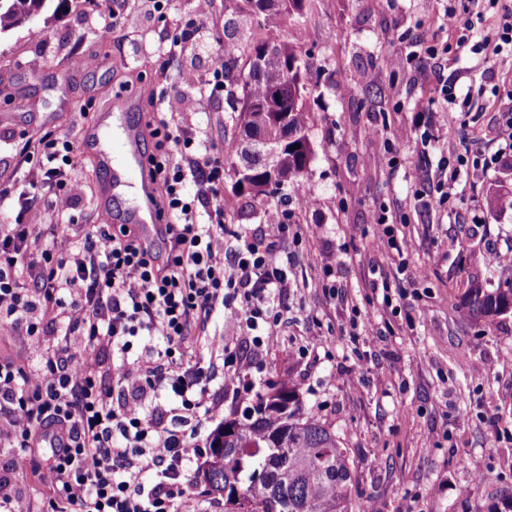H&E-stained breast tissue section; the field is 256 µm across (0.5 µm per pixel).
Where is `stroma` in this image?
<instances>
[{"instance_id":"stroma-1","label":"stroma","mask_w":512,"mask_h":512,"mask_svg":"<svg viewBox=\"0 0 512 512\" xmlns=\"http://www.w3.org/2000/svg\"><path fill=\"white\" fill-rule=\"evenodd\" d=\"M451 0H307L303 56L313 79L306 95L309 171L283 189L292 212L284 245L294 276L284 296L280 345L265 354L257 391L294 383L305 412L330 424L355 463L353 512H493L512 492V312L487 321L463 313L470 284L512 283L511 266H491L489 250L512 252V210L487 198L512 190V146L502 114L512 110V52L483 60L449 54L410 64L408 41L436 32ZM90 0H48L47 7L0 35V185L19 186L24 134L105 128L102 105L132 90L128 121L145 119L150 97H179V125L197 141L222 144L239 132L223 96L181 83L178 73L206 75L224 48L226 22H245L232 0L198 15L195 0H127L109 42L97 31ZM193 36L174 62L161 43L181 30ZM39 68H32V61ZM467 96L465 111L433 112L424 103L441 82ZM409 129L408 139L395 138ZM470 160L458 164L457 156ZM399 163L387 164L389 155ZM492 158L490 168L473 164ZM448 161V204L416 195V177L435 178ZM95 158L81 150L69 170L72 206L48 248L66 251L103 223ZM312 206H302L305 197ZM224 230L266 233L268 204L239 194L235 176L221 185ZM404 215L398 230L410 246L397 272L374 238L380 206ZM333 255L332 272L323 259ZM411 289L402 310L383 302L382 283ZM65 325L21 341L0 335V359L22 367L59 347ZM51 457L32 454L14 490L29 512H48L52 494L35 471Z\"/></svg>"}]
</instances>
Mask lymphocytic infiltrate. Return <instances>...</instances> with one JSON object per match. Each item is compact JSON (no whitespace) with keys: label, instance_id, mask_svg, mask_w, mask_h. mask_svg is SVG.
Instances as JSON below:
<instances>
[{"label":"lymphocytic infiltrate","instance_id":"f902f5d3","mask_svg":"<svg viewBox=\"0 0 512 512\" xmlns=\"http://www.w3.org/2000/svg\"><path fill=\"white\" fill-rule=\"evenodd\" d=\"M496 21L460 35L457 52L499 54L512 46V7ZM411 58L438 59L449 48L441 39L411 41ZM155 142L149 176L169 256L153 260L135 226L118 231L96 225L67 260L44 246L46 212L65 214L72 197L66 168L75 151L69 137L29 138L24 162L42 159L41 176L20 191L14 223L0 225V334L20 340L43 335L66 317L80 330L76 341L40 355L38 368L0 361V446L9 453L0 467V512H26L11 488L10 473L26 467L32 449L49 443L51 460L37 472L53 494L52 512H200V495L187 483L189 467L203 451L184 425L219 415L210 401L211 368L188 359L192 323L220 310L247 330L241 343L209 337L224 356V377L252 395L255 383L245 353L261 355L279 334L277 298L292 276L280 255L290 231L287 205L267 215L271 234L224 233L218 205L224 168L219 156L195 147L188 129L166 121L144 123ZM179 153L171 162V153ZM147 337L140 354L133 340ZM112 371L104 373V351ZM124 392L110 401L107 381ZM180 425L165 423L167 407ZM151 473V482L141 480Z\"/></svg>","mask_w":512,"mask_h":512}]
</instances>
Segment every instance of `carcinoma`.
I'll use <instances>...</instances> for the list:
<instances>
[{
	"instance_id": "1",
	"label": "carcinoma",
	"mask_w": 512,
	"mask_h": 512,
	"mask_svg": "<svg viewBox=\"0 0 512 512\" xmlns=\"http://www.w3.org/2000/svg\"><path fill=\"white\" fill-rule=\"evenodd\" d=\"M47 0H0V34L8 32L45 8ZM252 17L250 27L225 30L224 97L241 132L229 154L232 165L255 171L265 169L263 154L279 144L282 131L266 105L278 92L288 98V133L296 138L279 149L277 170L248 189L260 201L273 196L288 180L307 170L314 154L306 137L303 97L311 70L301 58L300 23L266 0H241ZM293 30H288V27ZM291 38L283 49L260 53L271 40ZM250 47L248 68L239 66L238 41ZM296 68L289 79L285 71ZM299 148L290 150L293 145ZM464 308L473 320H488L512 310V287L470 288ZM235 432L224 434V423L206 440L204 491L224 500V512L236 494L258 502L256 512H352L353 472L340 437L320 418L303 411L296 388L273 387L259 394L242 412L229 414Z\"/></svg>"
}]
</instances>
